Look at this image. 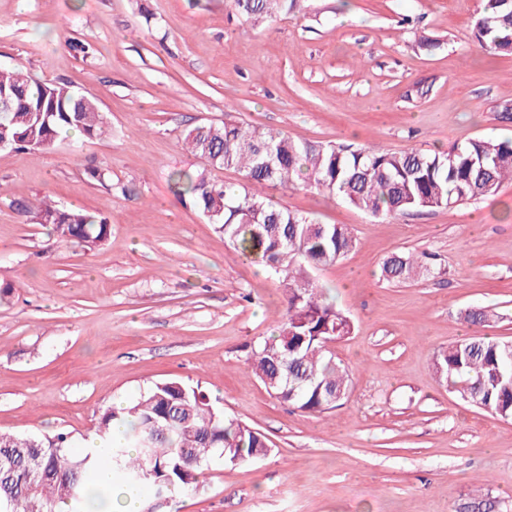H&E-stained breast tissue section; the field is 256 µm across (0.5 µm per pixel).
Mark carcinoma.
I'll use <instances>...</instances> for the list:
<instances>
[{"mask_svg": "<svg viewBox=\"0 0 512 512\" xmlns=\"http://www.w3.org/2000/svg\"><path fill=\"white\" fill-rule=\"evenodd\" d=\"M296 0H234L252 24L271 21ZM476 36L492 55L512 53V0H486ZM0 137L10 150L52 146L60 131L88 139L106 131L95 99L65 84L31 79L21 69H0ZM182 143L204 167L175 171L174 188L215 225L246 260L281 280L286 301L279 332L258 342L249 366L266 390L304 413L336 408L349 390V375L328 344L348 336L353 323L330 302L313 277L314 269L335 263L354 245L344 224H321L275 204L267 190L302 182L338 196L374 217L414 209L451 208L495 195L512 181V140L472 139L440 151H392L378 146L296 140L278 130L226 120L201 123L182 133ZM239 170L245 183L211 179V169ZM38 224H47L64 245L106 243L110 224L98 212L60 209L45 200L27 205ZM437 271L426 252L394 253L383 279L405 283ZM474 327L494 314L483 307L464 313ZM436 373L472 405L512 418V341L473 336L438 351ZM94 453L76 454L68 436H28L0 432V512H89L93 499L107 500L111 485L129 491L148 487L153 500L141 512H155V501L177 489L195 488L203 471L218 459L246 463L269 454L260 431L224 417L200 387L172 379L154 384L132 401L105 412ZM487 494L470 499L467 512H496Z\"/></svg>", "mask_w": 512, "mask_h": 512, "instance_id": "1", "label": "carcinoma"}]
</instances>
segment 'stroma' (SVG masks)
<instances>
[{
  "mask_svg": "<svg viewBox=\"0 0 512 512\" xmlns=\"http://www.w3.org/2000/svg\"><path fill=\"white\" fill-rule=\"evenodd\" d=\"M481 0H299L252 26L232 0H0V68L92 95L108 135L0 150V430L93 439L108 409L155 383L198 385L270 454L214 463L161 512H460L474 490L512 512V419L463 401L433 355L512 340V183L454 208L376 218L300 186L282 206L347 225L349 254L314 276L355 325L331 343L341 406L306 414L248 369L275 333L277 277L225 244L169 175L202 168L181 135L224 117L300 140L436 150L512 138V54L474 36ZM92 53L76 50V43ZM93 168L112 178L89 180ZM101 212L106 244L66 247L24 204ZM429 251L439 275L389 284L381 266Z\"/></svg>",
  "mask_w": 512,
  "mask_h": 512,
  "instance_id": "stroma-1",
  "label": "stroma"
}]
</instances>
